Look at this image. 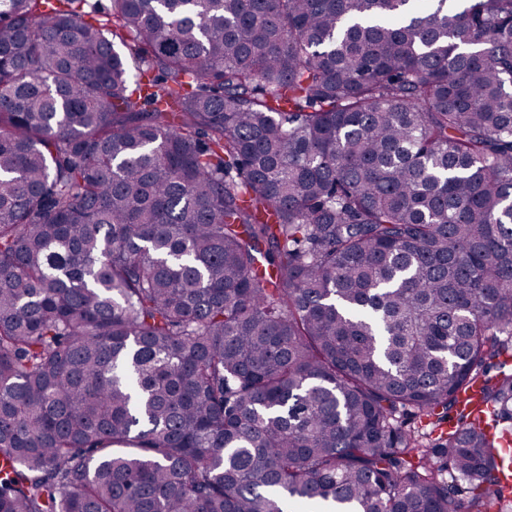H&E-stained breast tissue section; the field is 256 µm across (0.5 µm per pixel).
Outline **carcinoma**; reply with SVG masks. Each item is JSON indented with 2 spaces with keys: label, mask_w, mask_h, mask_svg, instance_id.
Returning <instances> with one entry per match:
<instances>
[{
  "label": "carcinoma",
  "mask_w": 512,
  "mask_h": 512,
  "mask_svg": "<svg viewBox=\"0 0 512 512\" xmlns=\"http://www.w3.org/2000/svg\"><path fill=\"white\" fill-rule=\"evenodd\" d=\"M87 4L0 0V512H485L512 0Z\"/></svg>",
  "instance_id": "cac0c4a2"
}]
</instances>
